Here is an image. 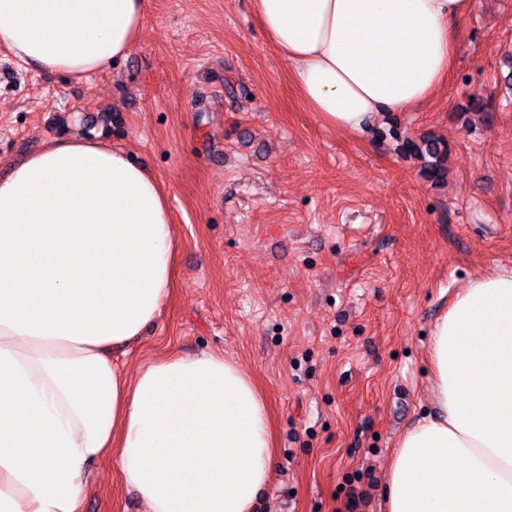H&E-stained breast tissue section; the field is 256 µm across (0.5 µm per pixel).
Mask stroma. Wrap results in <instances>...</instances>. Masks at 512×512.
Instances as JSON below:
<instances>
[{
  "label": "stroma",
  "mask_w": 512,
  "mask_h": 512,
  "mask_svg": "<svg viewBox=\"0 0 512 512\" xmlns=\"http://www.w3.org/2000/svg\"><path fill=\"white\" fill-rule=\"evenodd\" d=\"M473 2L445 82L364 134L305 109L253 0H146L129 57L89 80L0 47L1 165L100 134L166 189L172 292L112 361L212 351L252 375L276 469L255 512H382L396 438L429 406L427 333L512 269V0ZM422 136L448 149L443 182L398 149ZM94 473L83 512H143L112 463Z\"/></svg>",
  "instance_id": "35a3bbf8"
}]
</instances>
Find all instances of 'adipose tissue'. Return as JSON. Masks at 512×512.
I'll return each instance as SVG.
<instances>
[{
    "mask_svg": "<svg viewBox=\"0 0 512 512\" xmlns=\"http://www.w3.org/2000/svg\"><path fill=\"white\" fill-rule=\"evenodd\" d=\"M472 0H254L310 111L357 134L445 79ZM145 0H0V46L88 80L137 42ZM175 253L157 177L63 137L0 173V512H82L114 460L146 512H252L274 479L264 391L236 361L109 353L160 317ZM432 410L399 437L386 512H512V270L456 292L428 344Z\"/></svg>",
    "mask_w": 512,
    "mask_h": 512,
    "instance_id": "ef3b65f1",
    "label": "adipose tissue"
}]
</instances>
